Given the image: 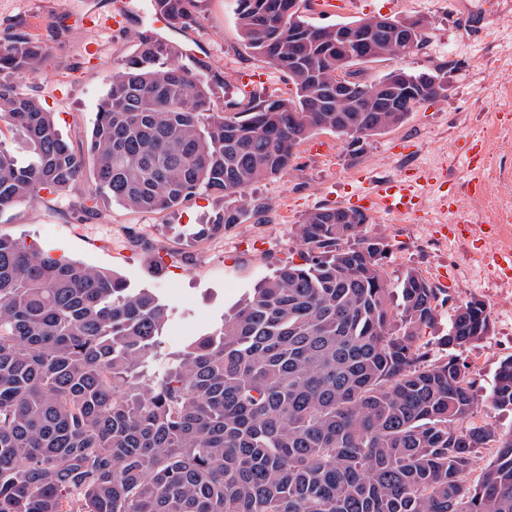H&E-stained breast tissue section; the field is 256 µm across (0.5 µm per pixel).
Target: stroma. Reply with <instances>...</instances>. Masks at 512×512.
I'll use <instances>...</instances> for the list:
<instances>
[{
  "label": "stroma",
  "mask_w": 512,
  "mask_h": 512,
  "mask_svg": "<svg viewBox=\"0 0 512 512\" xmlns=\"http://www.w3.org/2000/svg\"><path fill=\"white\" fill-rule=\"evenodd\" d=\"M88 0H0V40L23 31L41 41L47 56L41 71L20 79L25 92L53 112L58 130L72 151L83 154L107 77L133 55L147 30L179 47L178 64L210 66L215 76L213 101L223 106L237 98L236 75L262 72L256 91L264 98L290 97L286 77L247 49L240 37L234 0H202L197 25L180 31L156 24L153 0H139L121 32L89 31L73 20ZM307 20L336 25L374 15L423 17L429 22L422 48L400 59L360 65L364 78L377 79L395 69L443 74L446 96L421 104L400 126L373 139L366 150L350 155L341 138L321 132L304 141L288 172L257 183L249 198L257 217L234 224L223 234L201 241L192 234L224 209L220 195H199L174 212L140 213L98 201L83 213L90 176L61 196L21 204L0 212V232L122 276L132 287L158 293L169 308V322L157 348L163 367L192 335L211 332L253 285L283 260H298V228L307 213L325 206L328 193L345 198L359 188L361 176L397 175L407 161L433 171L455 209L475 225L500 223L496 238L475 236L457 244L440 232L442 216L425 209L417 216L368 217L362 231L384 238L390 248L384 270L396 279L414 268L430 281L446 273L454 301L480 299L494 325L482 341L460 353L476 363L480 401L473 420L498 432H512V410L486 401L501 360L512 355V306L500 293H512V277L491 263L494 252L512 246V0H344L336 14L319 15L311 0H300ZM486 143L481 174L484 195L469 192L462 159L476 140Z\"/></svg>",
  "instance_id": "1"
}]
</instances>
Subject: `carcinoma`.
Returning a JSON list of instances; mask_svg holds the SVG:
<instances>
[{
	"instance_id": "cac0c4a2",
	"label": "carcinoma",
	"mask_w": 512,
	"mask_h": 512,
	"mask_svg": "<svg viewBox=\"0 0 512 512\" xmlns=\"http://www.w3.org/2000/svg\"><path fill=\"white\" fill-rule=\"evenodd\" d=\"M154 2L173 28L197 23L200 0ZM291 2L236 0L235 13L244 45L295 96L215 109L179 50L147 38L112 71L84 156L40 100L1 81L0 125L28 154L0 146V212L59 196L88 170L95 195L134 211L233 199L199 240L244 223L249 189L285 173L313 135H348L354 156L447 90L437 73L361 77L358 60L397 57L393 35L364 19L343 49L336 26ZM45 56L14 34L0 74H37ZM398 81L415 95L388 107L379 87ZM364 223L354 209L309 212L302 262L278 264L161 370L158 295L1 232L0 512H512V433L472 422L476 379L453 355L489 334L490 309L412 268L387 279L389 244ZM446 305L439 345L452 354L432 359L421 336ZM488 401L512 408V356Z\"/></svg>"
}]
</instances>
